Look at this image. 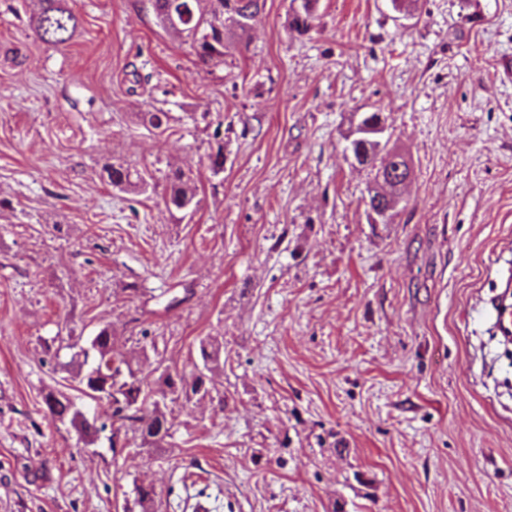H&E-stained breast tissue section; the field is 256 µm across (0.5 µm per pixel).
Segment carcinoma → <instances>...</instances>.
I'll use <instances>...</instances> for the list:
<instances>
[{
	"instance_id": "carcinoma-1",
	"label": "carcinoma",
	"mask_w": 512,
	"mask_h": 512,
	"mask_svg": "<svg viewBox=\"0 0 512 512\" xmlns=\"http://www.w3.org/2000/svg\"><path fill=\"white\" fill-rule=\"evenodd\" d=\"M39 12L29 17V27L45 45L58 48L71 41L79 20L68 6V0H39ZM204 0H152L158 22L176 33L192 40L197 58L203 63L224 60V31L235 30L238 40L246 38L250 22L258 12V0H213L216 7H202ZM317 0H302V8L294 9L291 27L299 34L311 29ZM353 151L364 167L378 172L379 161L376 147L371 143L355 142ZM107 178L113 187L122 191L143 192L146 182L142 176L118 164L105 167ZM165 204L176 211H188L196 206L197 188L179 171L167 177ZM86 366L80 379L84 393L91 399H106L112 404L111 425L138 432L143 440L160 448L169 435L171 423L160 408L155 395L166 397V390L174 389L171 379L165 380L166 388L155 390L147 377L139 376L125 366V360L115 356L112 328L105 325L90 337L87 347L81 348ZM46 415L53 422L70 423L81 435L89 437L97 433L96 421L77 408L68 399H60L52 393L44 396ZM158 493L152 486L136 489L135 503L140 512H155Z\"/></svg>"
}]
</instances>
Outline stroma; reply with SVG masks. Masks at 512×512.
Instances as JSON below:
<instances>
[{"label": "stroma", "instance_id": "1", "mask_svg": "<svg viewBox=\"0 0 512 512\" xmlns=\"http://www.w3.org/2000/svg\"><path fill=\"white\" fill-rule=\"evenodd\" d=\"M71 43L0 0V512H512V361L486 309L512 258V0H260L222 63L148 0H70ZM168 122L152 127L148 113ZM381 113L413 175L390 224L346 137ZM224 152V169L210 157ZM147 192L113 188L106 165ZM197 188L168 210L171 170ZM168 394L163 447L51 422L69 337Z\"/></svg>", "mask_w": 512, "mask_h": 512}]
</instances>
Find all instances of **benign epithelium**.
<instances>
[{
  "label": "benign epithelium",
  "mask_w": 512,
  "mask_h": 512,
  "mask_svg": "<svg viewBox=\"0 0 512 512\" xmlns=\"http://www.w3.org/2000/svg\"><path fill=\"white\" fill-rule=\"evenodd\" d=\"M388 126L381 120L375 125L358 121L350 131L347 141L362 140L373 137L376 148L388 156L386 169L382 170L378 182L371 186L373 207L370 208L373 223L382 224L388 221L402 201V190L412 176V168L407 158L398 151L387 147L389 136Z\"/></svg>",
  "instance_id": "1"
}]
</instances>
